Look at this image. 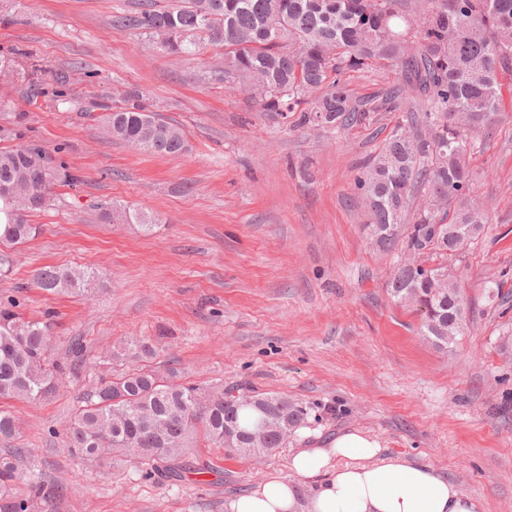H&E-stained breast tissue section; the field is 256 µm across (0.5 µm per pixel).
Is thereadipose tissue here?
Instances as JSON below:
<instances>
[{"mask_svg":"<svg viewBox=\"0 0 512 512\" xmlns=\"http://www.w3.org/2000/svg\"><path fill=\"white\" fill-rule=\"evenodd\" d=\"M293 479L267 475L226 512H480L482 504L433 466L384 454L367 433H340L290 459ZM308 485L300 497V485Z\"/></svg>","mask_w":512,"mask_h":512,"instance_id":"adipose-tissue-1","label":"adipose tissue"}]
</instances>
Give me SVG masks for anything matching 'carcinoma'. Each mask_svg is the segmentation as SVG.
I'll list each match as a JSON object with an SVG mask.
<instances>
[{"label":"carcinoma","mask_w":512,"mask_h":512,"mask_svg":"<svg viewBox=\"0 0 512 512\" xmlns=\"http://www.w3.org/2000/svg\"><path fill=\"white\" fill-rule=\"evenodd\" d=\"M158 9L153 0L115 16L124 29L149 35L173 55H194L204 38L224 47V79L242 83L249 100L282 118L297 112V125L342 129L376 112H409L381 151L356 177L375 246L390 252L404 243L418 256L448 254L460 227L472 239L484 231L483 206L466 200L472 185L469 158L476 136L504 111L512 87V0H181ZM372 66L403 82L386 89L367 109L353 103L347 75ZM103 133L140 151L178 155L187 150L182 129L163 121L143 103L138 90L102 116ZM78 177L55 164L35 144L0 150V186L17 194L0 196V245L21 244L39 228L26 214L50 205L54 186ZM102 219L123 224L130 215L104 208ZM447 234L433 237L432 226ZM440 264L398 263L391 296L420 307L421 333L446 348L467 328L471 312L452 277ZM91 269L48 266L33 284L48 294H81ZM50 323L28 320L15 301L0 303V398L43 400L74 368L54 358ZM143 366L101 380L75 412L68 448L88 460L131 457L151 469H178L201 428L228 456L262 457L276 452L305 423V409L285 395L205 393ZM19 438L14 415L0 408V441ZM23 448L0 454V512H30L37 501L51 506L63 485L33 480L29 495L13 486L21 479Z\"/></svg>","instance_id":"carcinoma-1"}]
</instances>
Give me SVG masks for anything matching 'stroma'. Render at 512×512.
<instances>
[{
  "label": "stroma",
  "instance_id": "1",
  "mask_svg": "<svg viewBox=\"0 0 512 512\" xmlns=\"http://www.w3.org/2000/svg\"><path fill=\"white\" fill-rule=\"evenodd\" d=\"M140 0H0V149L14 117L81 178L30 214L41 230L14 246L0 300L26 318L52 314L56 354L81 338L82 359L52 399H5L22 427V479L61 482L54 512H225L271 472L291 477L292 449L360 429L388 453L432 465L483 504L512 512V101L470 157L473 194L488 207L484 233L445 264L473 310L463 336L441 349L412 307L394 304L401 250L382 253L362 230L355 177L403 118L378 113L342 130L301 128L219 80L224 50L202 44L174 57L115 27ZM67 79L58 85L57 76ZM143 92L181 127L180 156L106 139L105 107ZM152 218L109 224L101 205ZM88 267L85 295L32 287L36 269ZM148 339L152 367L233 395H288L306 408L287 447L262 458L225 455L197 436L185 470L146 471L128 458L88 461L66 449L84 393L114 353Z\"/></svg>",
  "mask_w": 512,
  "mask_h": 512
}]
</instances>
